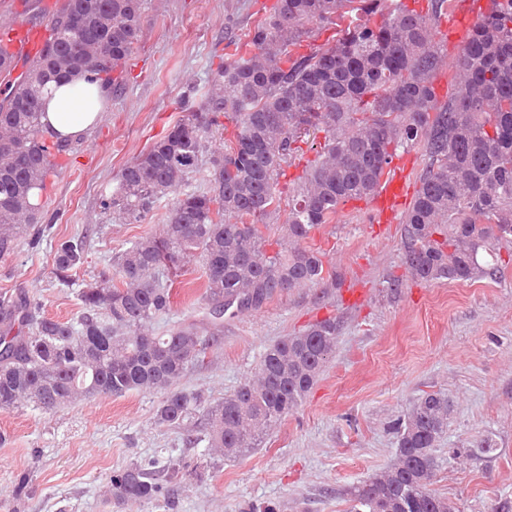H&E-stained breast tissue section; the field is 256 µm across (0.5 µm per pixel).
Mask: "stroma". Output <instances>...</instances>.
<instances>
[{
	"label": "stroma",
	"mask_w": 512,
	"mask_h": 512,
	"mask_svg": "<svg viewBox=\"0 0 512 512\" xmlns=\"http://www.w3.org/2000/svg\"><path fill=\"white\" fill-rule=\"evenodd\" d=\"M276 0H146L139 41L97 122L54 156L40 199L46 215L39 246L19 238L0 255V295L39 296L46 317L76 320L79 286L110 271L112 257L142 237L159 235L171 197L143 224L105 222L100 203L120 170L181 119L180 95L203 85L217 67L226 33L244 35ZM451 0L439 26V101L451 83L447 65L474 24V5ZM369 199L342 204L308 240L326 279L295 288L262 309L225 319L202 362L178 384L223 397L252 379L268 347L331 318L335 348L303 403L269 430L258 448L234 457L186 444L182 431L158 425L156 391L101 394L45 412L23 406L0 412V512H349L350 493L388 468L396 454L393 422L423 393L441 390L453 403L436 450L432 487L457 512H512V254L500 250L498 278L431 285L408 278L402 263L404 213L370 220ZM84 236L82 266L69 284L54 273L57 241ZM403 286L388 288L394 278ZM171 309L157 331L198 319L205 277L189 264L168 271ZM492 437V454L476 453ZM163 457L184 469L172 506L109 499L112 471ZM27 488L16 493L19 475Z\"/></svg>",
	"instance_id": "1"
}]
</instances>
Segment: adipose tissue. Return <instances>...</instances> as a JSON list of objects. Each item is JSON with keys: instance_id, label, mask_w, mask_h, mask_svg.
I'll list each match as a JSON object with an SVG mask.
<instances>
[{"instance_id": "ef3b65f1", "label": "adipose tissue", "mask_w": 512, "mask_h": 512, "mask_svg": "<svg viewBox=\"0 0 512 512\" xmlns=\"http://www.w3.org/2000/svg\"><path fill=\"white\" fill-rule=\"evenodd\" d=\"M104 97L100 84L81 75L49 83L43 93L46 131L59 139L79 137L96 123Z\"/></svg>"}]
</instances>
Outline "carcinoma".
<instances>
[{
  "label": "carcinoma",
  "mask_w": 512,
  "mask_h": 512,
  "mask_svg": "<svg viewBox=\"0 0 512 512\" xmlns=\"http://www.w3.org/2000/svg\"><path fill=\"white\" fill-rule=\"evenodd\" d=\"M144 2L62 0L37 54L16 57L0 45V254L41 223L38 200L60 147L42 129L45 82L85 75L109 84L139 41ZM352 2L277 0L246 39L228 37L233 51L204 87L182 95L187 116L127 164L102 201L105 216L142 224L160 198L173 195L160 236L132 242L112 257V274L79 289L77 321L43 316L40 300L27 294L0 298L1 411L163 390L157 421L184 429L189 445L226 457L258 447L317 383L336 343V321L272 344L257 375L221 400L173 391L205 340L195 321L160 336L151 331L171 309L160 268L201 265L202 301L216 331L228 313L319 285L323 262L303 242L340 204L371 195L401 149L421 145L428 157L404 220L408 273L426 283L497 276L498 264L479 256L495 245L512 248V0H491L474 23L452 63L461 81L442 105L431 31L447 0H430L425 15L396 9L377 24L378 0H363L362 17L334 43L293 56L310 26H337ZM321 132L317 158L288 200V224L272 241L257 221L279 209V178L300 153L298 143ZM216 134L224 136L222 151L208 146ZM200 174L205 187L186 189ZM85 252L81 236L59 240L56 273L78 268ZM451 408L447 393L425 392L395 420V459L354 488L351 512H456L431 489L434 448ZM181 469L171 459L160 467L134 464L110 476L109 492L121 502L164 501Z\"/></svg>",
  "instance_id": "1"
}]
</instances>
